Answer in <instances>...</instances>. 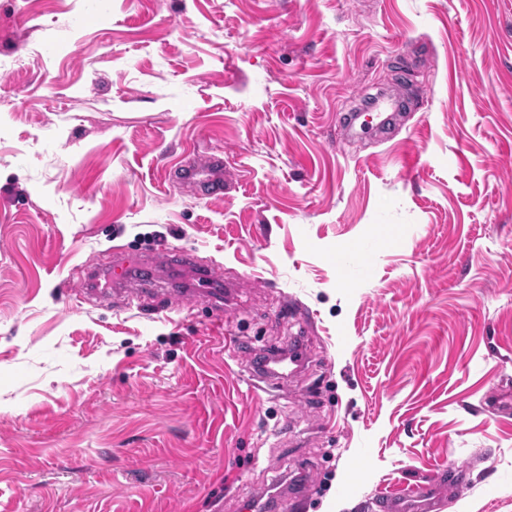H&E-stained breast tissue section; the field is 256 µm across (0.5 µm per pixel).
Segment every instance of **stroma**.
<instances>
[{"label": "stroma", "mask_w": 512, "mask_h": 512, "mask_svg": "<svg viewBox=\"0 0 512 512\" xmlns=\"http://www.w3.org/2000/svg\"><path fill=\"white\" fill-rule=\"evenodd\" d=\"M1 60L0 512H512V0H0ZM183 180L205 186L211 195H222L224 163L218 158H212L203 166H194L184 171ZM133 262L120 260L103 266L86 267L85 264L77 265L74 271L81 270L83 275L79 281L87 285V293L106 297L112 293V285L129 283L128 270ZM440 494L437 485L428 483L413 495H387L378 506L385 510L384 512H434Z\"/></svg>", "instance_id": "35a3bbf8"}]
</instances>
